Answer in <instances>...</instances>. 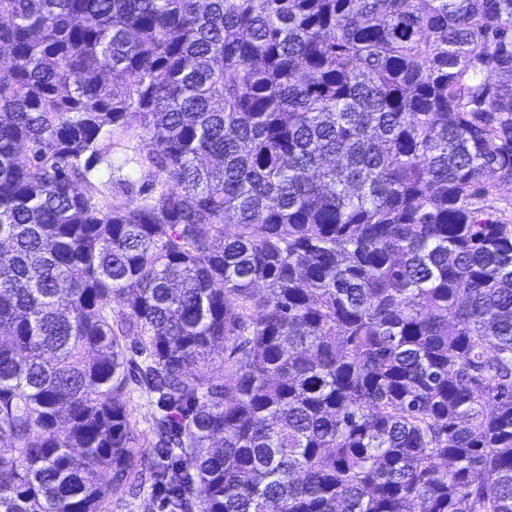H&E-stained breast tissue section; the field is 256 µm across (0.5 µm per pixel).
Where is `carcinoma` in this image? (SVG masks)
I'll list each match as a JSON object with an SVG mask.
<instances>
[{
	"label": "carcinoma",
	"instance_id": "1",
	"mask_svg": "<svg viewBox=\"0 0 512 512\" xmlns=\"http://www.w3.org/2000/svg\"><path fill=\"white\" fill-rule=\"evenodd\" d=\"M3 46L0 512H512V0H0ZM487 204L492 206L491 209L497 215H501L505 221H509V224H512V183H498L494 195L490 196V201ZM132 392L126 393L122 396L126 404L127 411L136 419L139 430L142 432L140 444L143 443L144 438H151L150 426L153 418L158 413L155 399L148 395L145 391L138 389L135 386ZM110 512H162L160 500L151 489L146 486L140 492L131 493L121 487L112 490L108 495Z\"/></svg>",
	"mask_w": 512,
	"mask_h": 512
}]
</instances>
